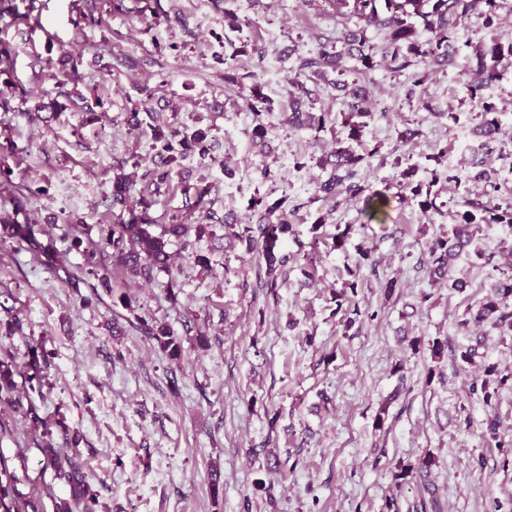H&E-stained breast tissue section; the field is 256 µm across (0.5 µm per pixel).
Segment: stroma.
<instances>
[{
	"mask_svg": "<svg viewBox=\"0 0 512 512\" xmlns=\"http://www.w3.org/2000/svg\"><path fill=\"white\" fill-rule=\"evenodd\" d=\"M127 13L97 0L101 25L85 19V0H36L38 24L0 22L12 48L0 74L12 96L0 109V166L13 184L40 192L14 211L0 187V213L48 231L62 254L50 269L0 233V359L12 357L16 389L0 395V457L14 473L13 495L31 512H56L71 486L45 467V446L76 460L98 497L96 512H512V336L492 321L461 327L494 284L512 274L501 249L511 224L482 226L445 278L427 268L426 243L456 222L461 197L512 204V141L483 148L469 83L473 47L491 36L512 39V0H501L496 30L464 18L468 45L421 83L385 61L363 75L343 58L346 81L366 88L376 116L362 134L374 156L361 171L370 190L386 194L388 215L365 216L362 202L323 200L318 161L345 138L347 91L328 88L313 109L324 131L288 123L296 78L290 49H341L354 23L324 12L317 0H127ZM238 17L230 24L225 11ZM132 67L113 69V54ZM233 59L240 81L224 82ZM95 104L94 113L61 109L58 81ZM269 110L264 144L253 141L247 108L253 82ZM150 102L188 134L209 130L215 147L187 160L170 189L151 196L157 223L202 226L189 244L172 241L171 269L126 280L115 266L71 285L82 265L73 246L101 239L112 221L115 172L153 166L150 128L129 129L128 112ZM413 140L402 137L406 129ZM433 181L441 210H422L402 173ZM494 171L486 193L476 168ZM270 169L271 178L261 176ZM203 207H196V199ZM284 200L295 235L266 286V264L225 239L224 221H247L252 201ZM351 225L343 247L337 227ZM371 262L359 265L361 252ZM313 263L312 277L302 269ZM359 266L358 292L344 304L336 287ZM397 279L393 293L384 284ZM166 324L182 352L171 358L135 318ZM445 342L434 356L433 341ZM477 347L475 363L460 353ZM49 360L42 385L26 383L33 354ZM493 365L507 375L492 403L471 394L473 379ZM389 403L383 430L373 428ZM498 429L489 432V421ZM428 475L400 476L424 457Z\"/></svg>",
	"mask_w": 512,
	"mask_h": 512,
	"instance_id": "stroma-1",
	"label": "stroma"
}]
</instances>
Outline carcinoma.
<instances>
[{"label":"carcinoma","mask_w":512,"mask_h":512,"mask_svg":"<svg viewBox=\"0 0 512 512\" xmlns=\"http://www.w3.org/2000/svg\"><path fill=\"white\" fill-rule=\"evenodd\" d=\"M332 13L355 19V30L347 34L344 41V53L354 59L362 70H371L376 66L372 47L369 44L367 30L371 27L387 30L386 44L382 58L386 59L393 72H402L410 67L424 69L431 65H446L459 53L461 44L458 38V21L474 12L483 18L486 28L493 29L497 20V0H321ZM35 0H29L27 12H19L16 0H0V20L6 17L12 21H29L35 10ZM426 32L429 37L420 40V32ZM296 56V70L306 76L314 84H323L332 88H345L343 80L331 77L333 73H342L337 67L340 53H333L322 45L314 56H306L290 50ZM476 73L479 81L469 85L470 95L474 99L481 98V90L494 82L498 77V66L506 60L512 62V41L503 42L493 38L489 43L475 49ZM294 93L298 95L295 108L289 116V123L296 129H309L317 132L325 129L327 114L305 111L301 108V98H312L315 91L300 81L292 82ZM353 101L349 104L350 112L345 126L348 129L347 139L361 142L362 133L368 121L375 117L366 106V90L354 88L351 90ZM247 107L252 111L256 125L253 136L262 138L265 135L263 116L269 111L260 84L251 86V95ZM152 118L154 132V168L151 171V185L158 193L163 186H169L175 170L181 161L190 155L205 158L212 151L208 133L197 129L189 136L175 140L178 133L167 135L163 129V113L152 108L144 109ZM480 134L485 142L512 139L500 123L496 108L490 103L482 104L479 113ZM373 152L363 153L355 150L352 145L343 140H336V148L332 158L319 161L320 166L330 167L328 178L320 182L318 192L323 197L338 204L352 199L363 202V211L369 220H377L387 215L386 208L390 206L389 198L381 192H368V187L359 180V171L366 164ZM416 170L408 168L403 171L405 186L410 188L413 197L418 199V205L424 209H435L436 198L432 197L431 187L434 182H413ZM135 182L134 175H120L112 185V210L119 211L113 223L102 230V241L99 245L83 250L84 264L82 273L95 275L102 265L105 249L112 250V262L119 266L129 278H149L155 269H163L170 262L171 254L168 245L171 240H181L187 237L192 229L190 224H155L148 213H138L131 204L130 187ZM283 201H278L265 208L255 224H224V236L245 246L248 253L259 252L267 263L268 273H273L276 266L288 262V254L282 252L284 240L293 234L292 225L282 215L275 212L282 207ZM457 224L451 232H444L433 237L427 244V252L432 265V271L440 275L445 273L449 262L455 258L462 247L468 243L474 233L483 224H512V205L505 208L488 207L483 203L465 198L458 203ZM4 231L12 237L20 247L34 251L43 257L46 266L55 268L59 262V254L52 243L44 244L39 241L32 224H11L10 217H0ZM369 260V254L361 255V261L355 269L348 271L351 279L343 282L342 289L336 292L337 306L348 300L347 293H356L357 276L363 262ZM512 297V275L499 280L493 293L486 297L478 308L472 322L480 323L489 317H494V324L506 326L512 330V308L507 301ZM144 330L155 339L170 356L177 358L181 354V344L174 332L166 325L144 324ZM497 370L489 366L485 368L484 378L474 382L472 392H481L483 402L491 403L497 390L491 389L492 376ZM45 465L53 468L59 477L72 483V494L79 500L86 501L85 512H95V494L89 487L75 481L76 464L68 461V467H63V461L55 449L47 447L44 450ZM14 475L11 474L0 458V512H20L16 503H6V497L12 493L11 484Z\"/></svg>","instance_id":"obj_1"}]
</instances>
